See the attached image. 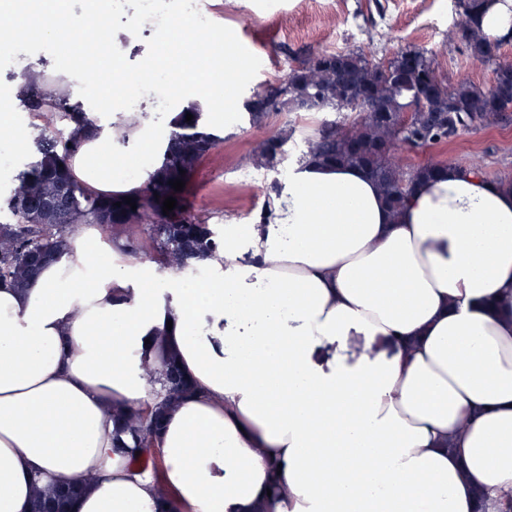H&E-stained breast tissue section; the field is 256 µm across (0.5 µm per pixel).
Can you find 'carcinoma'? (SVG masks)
<instances>
[{"mask_svg": "<svg viewBox=\"0 0 512 512\" xmlns=\"http://www.w3.org/2000/svg\"><path fill=\"white\" fill-rule=\"evenodd\" d=\"M484 3L485 0H456L461 17L459 38L474 62L495 63V80L502 82L509 78V73L499 71L502 62L490 58L489 53L499 51L506 39L491 40L482 31ZM284 82L288 83L289 92L287 111L339 116L337 121H320L297 164L319 163L360 170L377 185L396 214L407 205L418 180L433 178L448 166L444 162L404 169L394 160L398 146L435 148L448 143L460 131L503 123L512 111V98L503 101L491 88L482 89L465 80H442L432 59L415 49L399 52L386 64L371 59V53L362 48L319 52L302 61L301 67H290ZM24 84L28 92L20 101L25 109L37 118L61 119L66 122V129L53 131L47 124L32 125L37 155L17 175L15 187L3 202L8 217L0 221V280L25 285L45 258L65 253L68 234L80 224L129 226L131 238L123 245V251L134 256L143 248L134 235L145 233L150 256L175 271L188 268L189 261L200 256L221 257L220 233L217 226L209 223L208 216L184 202L183 223L170 224L155 206L159 198L174 193L183 196V192H175L169 181L181 178L182 170L190 174L219 141L208 128L200 108L188 106L178 113L158 162L147 169L141 192L136 196L139 211L126 215L123 208L116 206L117 197L77 182L71 173L70 160L81 148L83 134L94 128L92 118L76 111L67 94L49 95L34 78ZM429 85L434 90V111L415 112L404 118L410 100ZM245 110L254 125L263 124L269 116L266 97L257 93L246 101ZM353 111L357 115H351ZM188 113L193 115L189 122L185 119ZM293 132L294 128L289 127L266 139L255 154V164L269 169L281 164ZM56 198L65 202L59 214L48 208ZM146 371L153 372L151 381L161 385L156 395L163 399L156 407L141 406L130 413L114 411L113 439L136 472L151 473L158 483L162 462L152 452L153 438L161 429L163 410L188 392V388L173 361L167 364L162 376L150 366ZM71 495L70 490L37 489L30 512H65Z\"/></svg>", "mask_w": 512, "mask_h": 512, "instance_id": "1", "label": "carcinoma"}]
</instances>
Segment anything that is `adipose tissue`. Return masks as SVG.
I'll return each mask as SVG.
<instances>
[{"label": "adipose tissue", "instance_id": "1", "mask_svg": "<svg viewBox=\"0 0 512 512\" xmlns=\"http://www.w3.org/2000/svg\"><path fill=\"white\" fill-rule=\"evenodd\" d=\"M101 130L75 178L139 190ZM0 283V512H512V189L448 167L400 213L358 170H289L196 285L75 231ZM193 390L165 416L166 497L112 451L145 364ZM72 493L73 491L71 490L45 492L44 490L36 489L32 498L30 512H67L65 511V506Z\"/></svg>", "mask_w": 512, "mask_h": 512}]
</instances>
